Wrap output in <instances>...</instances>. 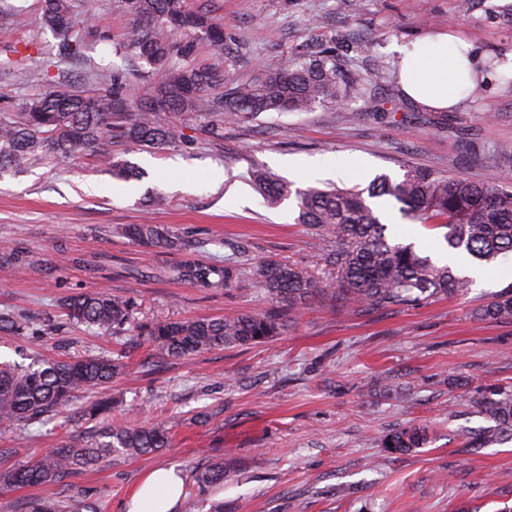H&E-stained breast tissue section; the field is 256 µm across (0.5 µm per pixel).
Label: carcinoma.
<instances>
[{
	"label": "carcinoma",
	"instance_id": "1",
	"mask_svg": "<svg viewBox=\"0 0 512 512\" xmlns=\"http://www.w3.org/2000/svg\"><path fill=\"white\" fill-rule=\"evenodd\" d=\"M114 6L135 24L133 37L120 49L136 63L165 70V78L127 101L105 88L93 95L75 89L63 77L28 99L17 117L0 113V174L47 159L64 160L80 148L118 138L140 147H157L186 139L174 127L156 120L160 112H195L211 118L210 133L222 136L226 123H246L268 112H307L317 104H338L364 90L356 69H342L327 51H312L293 64L262 69L246 81H229L216 65L177 63L193 41L204 39L214 58H224V27L206 11L189 9L185 0H114ZM41 19L57 39L61 61L79 57L88 18L75 12L74 0H40ZM133 111H128V108ZM256 190L276 207L290 194L287 183L263 169L252 173ZM392 197L402 213L421 224L447 229L448 248L490 263L512 252V188L463 178H444L409 169L403 179L379 177L364 189L309 188L297 193L301 224H309L333 240L323 258L320 277L280 259H264L245 268L234 264L204 265L186 258L169 270L171 276L201 288H233L248 278L265 293L288 305V318L313 297L328 295L341 305L365 308L403 306L432 296L463 295L472 280L448 262L435 260L415 243L387 235L373 198ZM125 235L140 245L168 251H188V244L159 224H131ZM135 298L106 291L69 295L62 308L69 321L95 326L114 336L132 332L131 342L146 341L171 358L211 349L258 345L278 336L286 319L277 312L240 313L220 318L173 320L156 317L134 324ZM483 318L512 316V292L497 296L478 309ZM0 332L35 336L37 330L0 311ZM125 352L114 357L87 355L68 359L44 357L29 367L0 362V427L47 422L68 407L84 389L112 382L125 368ZM472 405L495 422L474 435L484 446L512 436V391L480 393ZM90 420H100L97 440L84 447L68 441L49 448L22 466L0 473L6 486H39L42 494L29 500L25 512H95L94 504H68L57 498L55 486L64 477L96 465L116 453L138 456L169 444L162 424L142 425L112 419V400L100 397L82 407ZM428 442L423 427L410 425L381 440L391 454L422 448ZM236 472V461L224 458L199 475L204 486L224 483Z\"/></svg>",
	"mask_w": 512,
	"mask_h": 512
}]
</instances>
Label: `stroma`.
<instances>
[{"mask_svg":"<svg viewBox=\"0 0 512 512\" xmlns=\"http://www.w3.org/2000/svg\"><path fill=\"white\" fill-rule=\"evenodd\" d=\"M21 15L0 34V113L20 105L57 77L56 40L43 26L36 0H11ZM188 0L209 8L224 26V70L243 79L310 50H327L341 67L383 78L343 104L310 112H274L210 137L203 118L160 114L177 122L186 142L161 149L115 144L49 160L0 179V310L30 322L36 338L0 334V361L111 354L125 350L127 369L102 388L113 415L143 409L144 420L166 422L171 442L158 452L110 456L65 477L61 500L125 512L150 470L175 467L193 512H501L512 507V441L465 447L461 430L489 426L475 413L477 392L512 389V318L480 319L476 310L512 289V253L485 266L468 294L384 309H350L320 296L266 343L212 349L187 358L160 356L144 343L69 323L63 297L105 289L134 297L137 321L262 313L279 304L250 281L237 288H198L171 280L181 253H162L119 232L126 224H161L192 242L205 263L271 257L320 270L332 242L297 223L296 191L331 182L313 171L332 158L336 186H368L407 169L512 187V71L489 70V57L512 56V0ZM92 26L84 59L67 68L78 90L113 88L121 97L157 83L161 71L141 68L138 85L125 75L131 61L115 49L134 25L113 0H78ZM467 41L483 78L452 112L415 106L403 96L395 48L435 30ZM143 170L139 179L113 177L105 153ZM290 183L292 197L267 207L251 185L254 168ZM223 172L216 182L215 172ZM384 223L403 242L446 253L445 228L403 216L393 198L379 201ZM78 395L50 422L0 428V472L17 464L10 450L39 452L82 440L92 425ZM425 427V447L398 455L380 448L393 429ZM233 457L237 471L223 485L197 476Z\"/></svg>","mask_w":512,"mask_h":512,"instance_id":"1","label":"stroma"}]
</instances>
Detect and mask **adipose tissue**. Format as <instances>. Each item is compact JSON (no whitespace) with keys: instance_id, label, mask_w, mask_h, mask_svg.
<instances>
[{"instance_id":"obj_1","label":"adipose tissue","mask_w":512,"mask_h":512,"mask_svg":"<svg viewBox=\"0 0 512 512\" xmlns=\"http://www.w3.org/2000/svg\"><path fill=\"white\" fill-rule=\"evenodd\" d=\"M397 53L402 91L416 105L433 111H454L478 74L467 44L445 32L398 46ZM182 485L174 469H154L132 493L126 512H174Z\"/></svg>"}]
</instances>
